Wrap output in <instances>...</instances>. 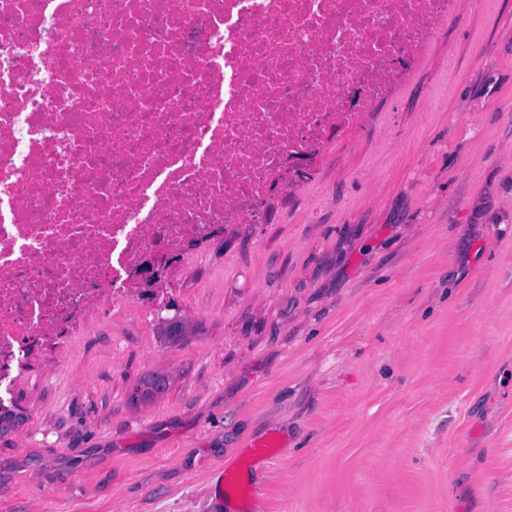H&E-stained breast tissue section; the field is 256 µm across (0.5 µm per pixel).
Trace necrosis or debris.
Returning a JSON list of instances; mask_svg holds the SVG:
<instances>
[{"label":"necrosis or debris","mask_w":512,"mask_h":512,"mask_svg":"<svg viewBox=\"0 0 512 512\" xmlns=\"http://www.w3.org/2000/svg\"><path fill=\"white\" fill-rule=\"evenodd\" d=\"M455 0H0V383L158 245L257 224Z\"/></svg>","instance_id":"4bbe7bcc"}]
</instances>
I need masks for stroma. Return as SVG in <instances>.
I'll return each instance as SVG.
<instances>
[{"label": "stroma", "mask_w": 512, "mask_h": 512, "mask_svg": "<svg viewBox=\"0 0 512 512\" xmlns=\"http://www.w3.org/2000/svg\"><path fill=\"white\" fill-rule=\"evenodd\" d=\"M365 125L17 372L0 512H512V0H457Z\"/></svg>", "instance_id": "obj_1"}]
</instances>
